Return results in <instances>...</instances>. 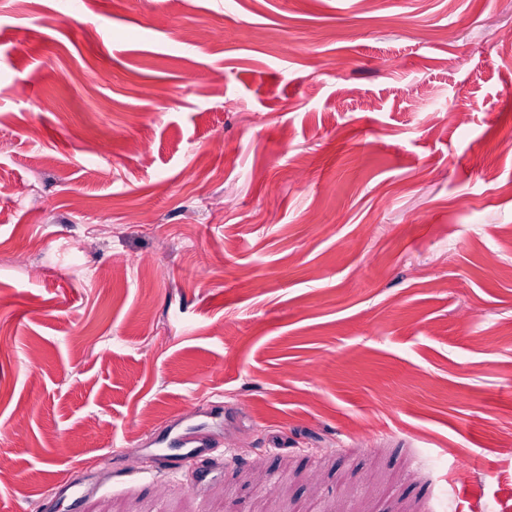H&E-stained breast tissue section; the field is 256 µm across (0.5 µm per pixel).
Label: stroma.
I'll list each match as a JSON object with an SVG mask.
<instances>
[{"label": "stroma", "mask_w": 512, "mask_h": 512, "mask_svg": "<svg viewBox=\"0 0 512 512\" xmlns=\"http://www.w3.org/2000/svg\"><path fill=\"white\" fill-rule=\"evenodd\" d=\"M509 29L512 0H0V512L511 504ZM194 424L212 458L161 471Z\"/></svg>", "instance_id": "1"}]
</instances>
